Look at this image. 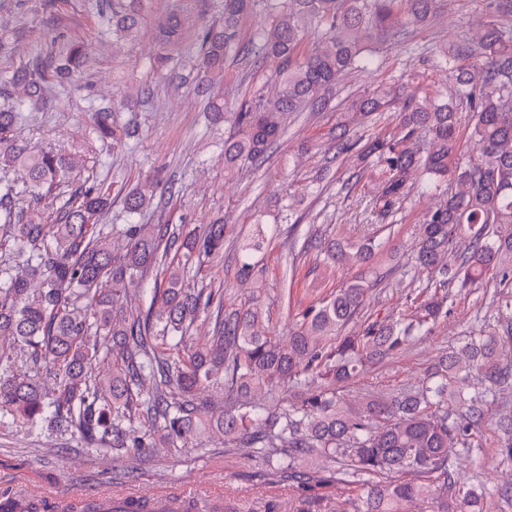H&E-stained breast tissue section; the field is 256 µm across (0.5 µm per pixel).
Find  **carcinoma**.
Returning <instances> with one entry per match:
<instances>
[{
	"instance_id": "cac0c4a2",
	"label": "carcinoma",
	"mask_w": 512,
	"mask_h": 512,
	"mask_svg": "<svg viewBox=\"0 0 512 512\" xmlns=\"http://www.w3.org/2000/svg\"><path fill=\"white\" fill-rule=\"evenodd\" d=\"M259 1L271 23L254 51L278 62L279 86L232 113L224 139V174L259 164L281 135L288 116L306 107L330 108L342 77L364 67L380 45L428 26L441 0H224L220 21L197 32L201 65L224 73L239 47L242 22ZM487 20L466 40L448 45L453 86L447 95H403L401 85L364 92L341 113L331 149L352 151L381 169L372 211L397 214L419 184L450 182L428 211L414 249L426 275L422 294L409 297L407 318L385 317L341 336L373 288L367 278L336 289L312 305L280 337L265 327L261 301L224 311V290L197 278L206 259L224 253V224L183 232L167 224H126L117 235L99 224L112 206L110 191L92 182L70 196L53 224L41 200L71 178L75 157L34 151L15 139L14 127L30 105L50 103V84L84 63V46L70 43L48 62L35 58L0 77V170L25 171L30 190L0 185V409L30 424L68 432L115 458L208 433L232 448H249L267 466L309 492L331 483L352 486L357 512H404L411 503L441 499L437 512H481L483 487L448 468V449L479 445L488 395L512 383V366L499 362V337H470L437 358L426 380L360 401L339 394L367 366L381 363L448 317L450 284L469 288L488 277L512 282V0H487ZM143 0H117L112 33L142 31ZM324 30L308 50L304 33ZM184 21L167 18L165 48L182 38ZM396 110L392 130L368 139L349 135L372 115ZM468 113L469 150L455 165L462 113ZM95 126L117 143L112 113L100 109ZM127 212L149 203L134 186ZM263 225L239 246L237 274L263 287L255 256ZM327 267L363 266L382 252L370 239L359 245L307 241ZM154 296L144 310L124 301L146 274ZM210 329L193 335L201 317ZM112 359V372L98 363ZM477 375L489 386L475 391ZM302 387L286 407L254 402L256 392ZM224 388V407L199 399ZM500 454L512 460V414L497 422Z\"/></svg>"
}]
</instances>
